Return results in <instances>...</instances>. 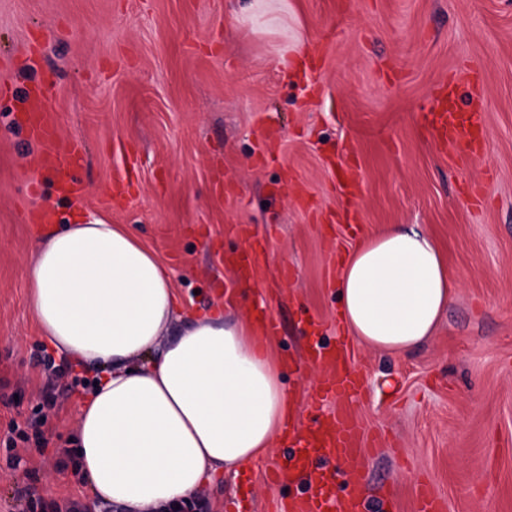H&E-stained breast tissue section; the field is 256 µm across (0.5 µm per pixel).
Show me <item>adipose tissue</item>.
I'll return each instance as SVG.
<instances>
[{
	"label": "adipose tissue",
	"mask_w": 512,
	"mask_h": 512,
	"mask_svg": "<svg viewBox=\"0 0 512 512\" xmlns=\"http://www.w3.org/2000/svg\"><path fill=\"white\" fill-rule=\"evenodd\" d=\"M27 277L42 336L97 371L75 443L98 503L166 512L271 453L291 402L271 338L226 316L234 293L186 314L153 252L123 225L80 215L36 240ZM337 288L354 339L405 354L435 334L455 281L423 229L394 224L344 255Z\"/></svg>",
	"instance_id": "1"
}]
</instances>
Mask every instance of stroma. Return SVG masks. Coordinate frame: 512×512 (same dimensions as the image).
<instances>
[{
	"label": "stroma",
	"mask_w": 512,
	"mask_h": 512,
	"mask_svg": "<svg viewBox=\"0 0 512 512\" xmlns=\"http://www.w3.org/2000/svg\"><path fill=\"white\" fill-rule=\"evenodd\" d=\"M251 0H0V512L94 501L60 451L95 372L73 369L33 320L25 268L33 242L71 211L126 225L174 273L185 310L243 287L282 324L277 353L293 413L311 415L314 341L344 334L335 289L358 238L416 224L457 281L435 334L392 355L354 343L365 381L353 408L371 441L359 488L369 505L417 512L427 482L445 512H512V0H288L279 25L250 29ZM300 36L312 72L281 47ZM453 83L469 109L481 89L487 143L457 159L424 115ZM83 159L82 187L56 190L20 110L36 88ZM362 172L359 226L336 171ZM118 193H110L111 185ZM53 222V223H54ZM264 242L242 283L224 256ZM58 402L46 406L41 391ZM46 417L43 440L9 448L17 416ZM277 446L201 497L218 512H269L296 485L270 474Z\"/></svg>",
	"instance_id": "stroma-1"
}]
</instances>
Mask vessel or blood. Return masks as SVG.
Returning <instances> with one entry per match:
<instances>
[{"label":"vessel or blood","mask_w":512,"mask_h":512,"mask_svg":"<svg viewBox=\"0 0 512 512\" xmlns=\"http://www.w3.org/2000/svg\"><path fill=\"white\" fill-rule=\"evenodd\" d=\"M44 104L33 108L32 136L43 147L45 163L62 160L76 162L82 155L77 146L60 141L45 117ZM429 124L440 142L453 145L460 153L473 152L483 136V129L473 113L460 112L438 100ZM307 360L323 371L320 383L311 397L312 404L336 400L338 408L326 420L315 421L301 436H289L286 455L288 475L305 479L303 492L294 499L279 504L275 512H367L364 500L355 493L339 498L333 480L336 462L356 460L364 453V430L350 409L364 390L363 378L355 367L344 340L321 344L309 352Z\"/></svg>","instance_id":"obj_1"}]
</instances>
